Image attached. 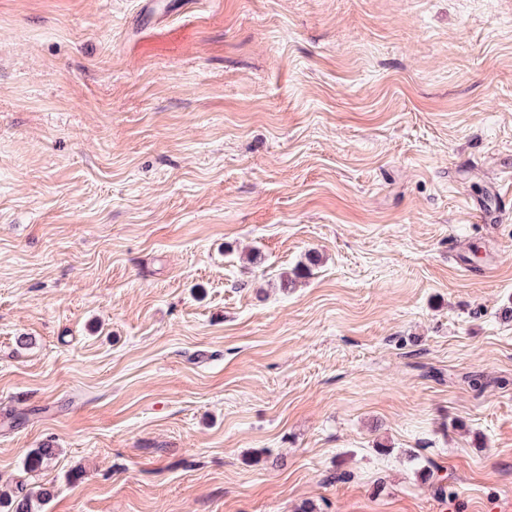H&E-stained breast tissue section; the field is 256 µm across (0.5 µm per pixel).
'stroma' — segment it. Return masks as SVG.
<instances>
[{"instance_id":"obj_1","label":"stroma","mask_w":512,"mask_h":512,"mask_svg":"<svg viewBox=\"0 0 512 512\" xmlns=\"http://www.w3.org/2000/svg\"><path fill=\"white\" fill-rule=\"evenodd\" d=\"M509 306L512 0H0V490L512 512Z\"/></svg>"}]
</instances>
